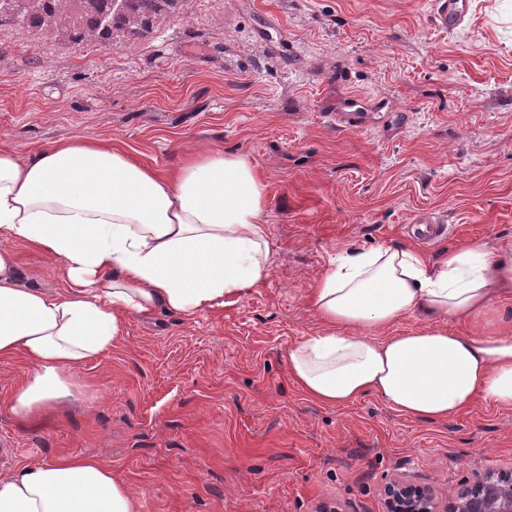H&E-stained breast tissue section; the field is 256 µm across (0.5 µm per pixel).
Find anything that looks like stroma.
<instances>
[{
	"label": "stroma",
	"mask_w": 512,
	"mask_h": 512,
	"mask_svg": "<svg viewBox=\"0 0 512 512\" xmlns=\"http://www.w3.org/2000/svg\"><path fill=\"white\" fill-rule=\"evenodd\" d=\"M431 0H179L152 28L98 47L0 24V145L121 142L163 172L190 154L245 158L267 186L272 270L191 318L124 315L111 354L45 412L12 413L26 365L0 361V476L61 455L124 476L143 512H386L403 475L455 504L474 473L512 469V409L476 401L445 421L376 397L307 398L288 350L322 328L307 296L336 256L410 243L512 252V0H473L435 28ZM351 98L375 125L333 128ZM26 284L60 293L53 257L17 246ZM415 232L422 244L433 245L438 239L448 235V225L439 224L430 217L422 216L416 220Z\"/></svg>",
	"instance_id": "stroma-1"
}]
</instances>
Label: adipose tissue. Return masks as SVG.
Segmentation results:
<instances>
[{
  "label": "adipose tissue",
  "mask_w": 512,
  "mask_h": 512,
  "mask_svg": "<svg viewBox=\"0 0 512 512\" xmlns=\"http://www.w3.org/2000/svg\"><path fill=\"white\" fill-rule=\"evenodd\" d=\"M266 185L243 157L186 158L168 176L118 142L0 146V360L28 367L12 390L28 416L69 395V371L111 353L121 315L220 308L271 272ZM56 258L68 283L26 285L15 245ZM325 330L288 352L312 400L374 395L406 417L445 421L476 400L512 408V255L477 244L429 264L417 250L337 256L308 296ZM433 325L399 331L407 317ZM478 318L477 334L450 329ZM125 478L91 457H59L0 478V512H140Z\"/></svg>",
  "instance_id": "adipose-tissue-1"
}]
</instances>
